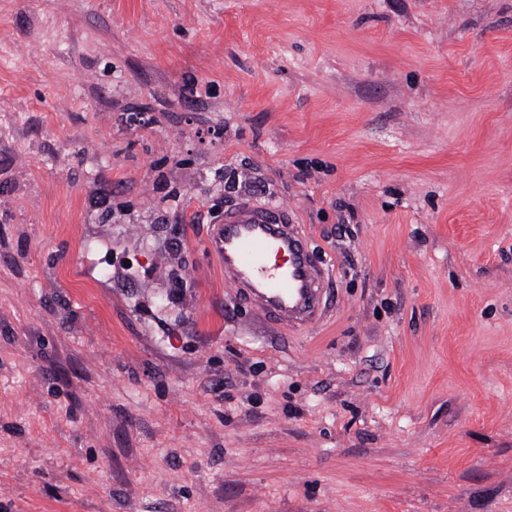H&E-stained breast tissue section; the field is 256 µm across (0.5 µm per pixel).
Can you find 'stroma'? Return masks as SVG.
Instances as JSON below:
<instances>
[{"label": "stroma", "mask_w": 512, "mask_h": 512, "mask_svg": "<svg viewBox=\"0 0 512 512\" xmlns=\"http://www.w3.org/2000/svg\"><path fill=\"white\" fill-rule=\"evenodd\" d=\"M0 512H512V0H0ZM206 247L224 267L226 286L257 311L289 328L321 320L327 273L310 259L307 237L288 218L287 205L242 203L225 210ZM276 255L283 259L279 266Z\"/></svg>", "instance_id": "35a3bbf8"}]
</instances>
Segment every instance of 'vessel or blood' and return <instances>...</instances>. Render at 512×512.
I'll return each mask as SVG.
<instances>
[{"instance_id":"vessel-or-blood-1","label":"vessel or blood","mask_w":512,"mask_h":512,"mask_svg":"<svg viewBox=\"0 0 512 512\" xmlns=\"http://www.w3.org/2000/svg\"><path fill=\"white\" fill-rule=\"evenodd\" d=\"M224 269V282L257 311L291 328L317 324L325 310L328 277L312 262L301 225L284 204L242 203L225 210L206 244ZM281 256V265L271 257Z\"/></svg>"}]
</instances>
